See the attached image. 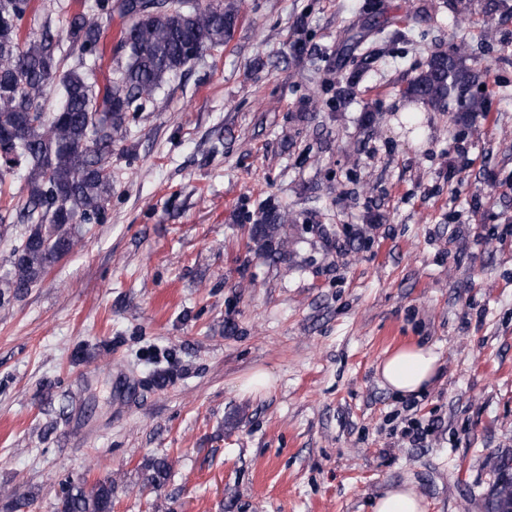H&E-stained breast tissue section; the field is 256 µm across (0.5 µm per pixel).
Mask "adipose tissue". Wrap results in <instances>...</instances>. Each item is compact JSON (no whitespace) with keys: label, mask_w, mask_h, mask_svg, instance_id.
I'll use <instances>...</instances> for the list:
<instances>
[{"label":"adipose tissue","mask_w":512,"mask_h":512,"mask_svg":"<svg viewBox=\"0 0 512 512\" xmlns=\"http://www.w3.org/2000/svg\"><path fill=\"white\" fill-rule=\"evenodd\" d=\"M439 356L434 347L418 345L399 351L381 363L383 386L394 395L406 398L425 393L434 383Z\"/></svg>","instance_id":"ef3b65f1"}]
</instances>
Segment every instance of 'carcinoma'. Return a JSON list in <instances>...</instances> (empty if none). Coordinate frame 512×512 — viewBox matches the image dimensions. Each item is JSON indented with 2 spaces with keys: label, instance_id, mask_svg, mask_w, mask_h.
<instances>
[{
  "label": "carcinoma",
  "instance_id": "1",
  "mask_svg": "<svg viewBox=\"0 0 512 512\" xmlns=\"http://www.w3.org/2000/svg\"><path fill=\"white\" fill-rule=\"evenodd\" d=\"M32 0H0V210H18L27 225L12 250V270L0 288L17 296L40 282L79 244L81 229L101 224L112 199V147L131 133L171 80L202 56L217 51L238 21L236 0H91L76 10L57 2L38 35L26 31ZM66 16L70 50L60 52L52 14ZM486 13L501 25L512 22L504 0H488ZM119 18L115 45L104 25ZM466 40L449 51H434L403 88L405 97L464 118L488 109L480 73L466 65ZM105 74L98 85L97 73ZM27 190L15 203V182ZM288 224V211L262 209L251 239L269 256L281 254L275 237ZM170 465L151 464L146 485L160 487ZM491 512L512 506V474L502 472L490 493ZM57 512H112V478L68 486Z\"/></svg>",
  "mask_w": 512,
  "mask_h": 512
}]
</instances>
